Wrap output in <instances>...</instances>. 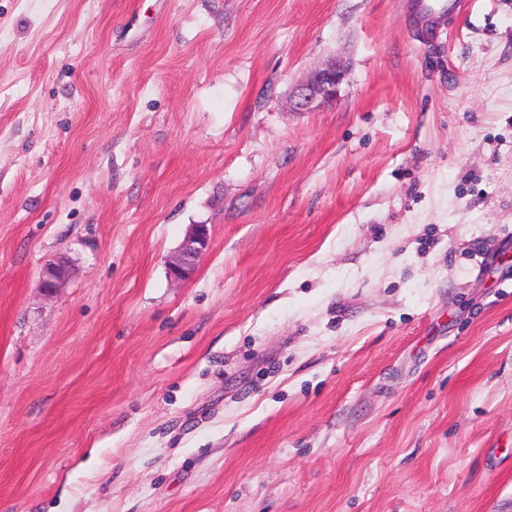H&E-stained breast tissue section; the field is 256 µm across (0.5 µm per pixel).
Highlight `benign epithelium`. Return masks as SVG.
Masks as SVG:
<instances>
[{"label":"benign epithelium","mask_w":512,"mask_h":512,"mask_svg":"<svg viewBox=\"0 0 512 512\" xmlns=\"http://www.w3.org/2000/svg\"><path fill=\"white\" fill-rule=\"evenodd\" d=\"M347 75L341 60L331 57L321 65L309 70L293 86L289 94V105L295 112H317L336 103L340 87ZM210 247V234L205 224H194L185 238L178 254L169 261L170 277L184 281L194 272L200 259ZM67 267L59 261L44 265L40 288L50 295L64 281Z\"/></svg>","instance_id":"obj_1"}]
</instances>
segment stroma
Instances as JSON below:
<instances>
[{
	"instance_id": "1",
	"label": "stroma",
	"mask_w": 512,
	"mask_h": 512,
	"mask_svg": "<svg viewBox=\"0 0 512 512\" xmlns=\"http://www.w3.org/2000/svg\"><path fill=\"white\" fill-rule=\"evenodd\" d=\"M418 2L0 0V512H512V0ZM347 75L341 60L333 56L309 70L293 86L289 105L294 112H317L336 103ZM210 247V234L207 225L194 224L185 238L178 254L169 261L170 277L174 281H184L194 272L200 259ZM67 275V267L63 262L51 261L43 267L39 287L42 291L51 295L56 288L64 281Z\"/></svg>"
}]
</instances>
